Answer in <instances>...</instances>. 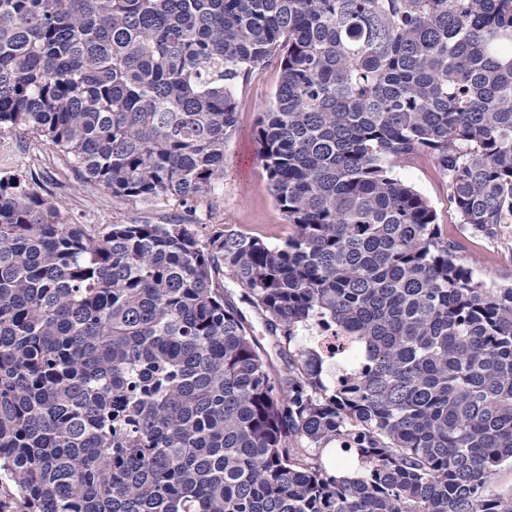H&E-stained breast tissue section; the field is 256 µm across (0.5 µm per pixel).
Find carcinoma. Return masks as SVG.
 <instances>
[{"label":"carcinoma","mask_w":512,"mask_h":512,"mask_svg":"<svg viewBox=\"0 0 512 512\" xmlns=\"http://www.w3.org/2000/svg\"><path fill=\"white\" fill-rule=\"evenodd\" d=\"M274 57L256 138L281 244L98 231L0 176L18 512H512L492 487L512 466V285L476 280L394 175L427 154L469 237L512 224V0H0V135L185 204L224 177L235 89ZM312 326L355 340L352 372Z\"/></svg>","instance_id":"carcinoma-1"}]
</instances>
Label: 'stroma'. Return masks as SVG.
Segmentation results:
<instances>
[{
	"label": "stroma",
	"mask_w": 512,
	"mask_h": 512,
	"mask_svg": "<svg viewBox=\"0 0 512 512\" xmlns=\"http://www.w3.org/2000/svg\"><path fill=\"white\" fill-rule=\"evenodd\" d=\"M279 84V65L269 61L254 68L235 95L236 130L224 145V177L202 199L181 205L161 199L150 204L113 196L83 183L72 165L51 143L30 136H0V175L24 172L42 194L58 202L66 216L80 224H229L269 244L282 243L291 228L272 194L259 144L256 122L268 109ZM396 176L430 202L443 235L457 236L461 226L448 203V186L430 156L422 155ZM465 264L475 279L496 287L512 282V226L496 239L474 240Z\"/></svg>",
	"instance_id": "stroma-1"
}]
</instances>
